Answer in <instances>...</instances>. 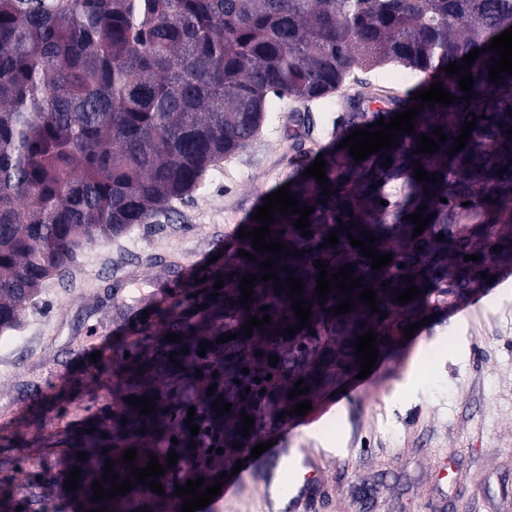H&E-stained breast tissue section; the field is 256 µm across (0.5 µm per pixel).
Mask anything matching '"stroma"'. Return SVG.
<instances>
[{"label":"stroma","instance_id":"stroma-1","mask_svg":"<svg viewBox=\"0 0 512 512\" xmlns=\"http://www.w3.org/2000/svg\"><path fill=\"white\" fill-rule=\"evenodd\" d=\"M300 116L310 141L326 145L328 108L294 104L224 158L203 193L172 201L171 220L83 245L67 285L46 281L20 327L0 333V512H33L24 484L40 512H75L63 481L70 442L104 430L122 406L125 354L143 345L162 357L174 325L223 334L215 277L291 171L286 131ZM174 273L169 321L137 319L136 301ZM372 374L376 394L343 399L291 443L336 451L315 512H512V278L439 308Z\"/></svg>","mask_w":512,"mask_h":512}]
</instances>
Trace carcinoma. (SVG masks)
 <instances>
[{
	"mask_svg": "<svg viewBox=\"0 0 512 512\" xmlns=\"http://www.w3.org/2000/svg\"><path fill=\"white\" fill-rule=\"evenodd\" d=\"M510 27L512 0H0V332L17 327L46 280L64 279L82 244L167 218L170 202L203 190L217 164L244 150L288 104L337 97L334 147L302 154L306 168L310 155L323 154L328 182L322 186L301 171L287 181L295 200L314 208L312 235L295 228L298 214L278 212L270 225L268 239L304 254L278 260L243 239L240 248L256 260L234 255L224 261V333L237 338L218 344L215 335L172 329L180 338L168 353L178 352L175 359L190 366L177 380L204 394L213 384L209 403L221 396L232 404L221 416L210 406L203 410L210 429L223 428L224 452L231 453L232 444L247 442L241 413L253 417L255 429L279 422V413L306 398H288L298 380L312 394L360 366L352 346L357 336L369 330L400 336L483 282L481 273L512 266V133H506L512 74L501 73L497 85L488 80L492 51L470 66V93L442 71ZM375 70L405 71L417 84L404 97L370 81L354 94L344 92L355 72ZM437 82L471 100L424 105L412 134L397 137L398 147L360 162L337 148L351 132L412 107L413 93ZM375 102L384 108L370 110ZM466 120L476 128L451 156ZM438 126L447 135L440 148L413 153L418 135L432 138ZM416 162L443 180L417 182ZM503 167L507 171L498 174ZM325 186L331 195L323 194ZM420 206L423 214L437 215L415 237L416 225L404 217ZM341 223L339 244L317 249ZM362 231L378 238L374 250L393 255L391 264L372 270V259L347 237L350 232L361 240ZM495 245L503 249L495 252ZM466 255L479 260L466 262ZM268 258L277 260L282 284L288 277L282 267L294 269L303 278V297L312 302L311 327L290 339L282 331L298 318L287 289L257 280L251 309L237 305L242 278L262 275L258 264ZM318 259L329 263L330 274L354 264V277L377 291L378 308L388 317L363 301L333 315L330 308L343 300L337 289V297L319 304ZM410 285L419 295L402 306L395 288ZM266 313L269 324L253 328L250 337L242 334L248 319ZM204 339L211 345L201 357ZM271 355L279 357L274 367ZM153 369L152 363L139 369L132 396L158 404L163 395ZM172 417L163 419L159 410L142 415L130 406L113 418L108 438L84 442L88 459L79 464L81 478L71 491L82 512H170L175 486L186 484L185 471L201 448L200 435L186 427L187 412L175 410ZM129 448L137 449L133 464L139 468L158 456L167 497L159 500L137 483L124 496L93 502L92 484L102 481L106 461L116 462L113 473L121 481L131 473L123 459ZM172 450L178 460L170 468Z\"/></svg>",
	"mask_w": 512,
	"mask_h": 512,
	"instance_id": "obj_1",
	"label": "carcinoma"
}]
</instances>
